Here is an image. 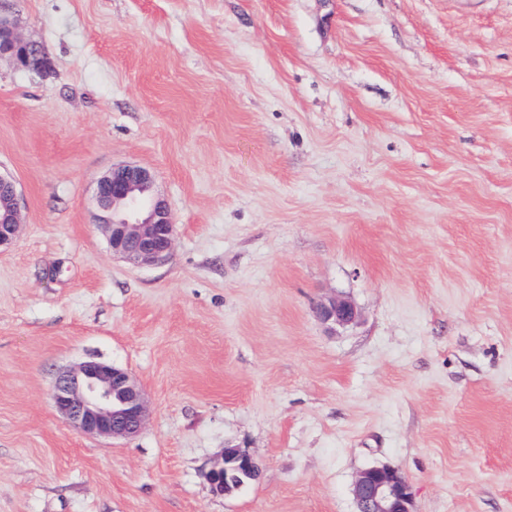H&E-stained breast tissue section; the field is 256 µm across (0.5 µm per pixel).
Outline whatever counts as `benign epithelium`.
<instances>
[{"mask_svg": "<svg viewBox=\"0 0 512 512\" xmlns=\"http://www.w3.org/2000/svg\"><path fill=\"white\" fill-rule=\"evenodd\" d=\"M25 69L47 70L44 47L23 39L13 21L0 14V56ZM95 202L100 228L112 255L143 265L171 256L175 222L167 200L157 193L152 172L137 165L112 168L97 181ZM22 224L15 182L0 174V249L10 246ZM317 317L334 327L359 319L357 306L336 295L316 308ZM59 415L87 435L130 438L143 427L148 406L141 385L125 369L97 359L59 373L52 388ZM261 467L251 454L227 448L207 474L213 492L228 494L259 478ZM356 512H415L411 486L401 471L373 466L361 470L353 483Z\"/></svg>", "mask_w": 512, "mask_h": 512, "instance_id": "obj_1", "label": "benign epithelium"}]
</instances>
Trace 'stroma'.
Masks as SVG:
<instances>
[{
	"label": "stroma",
	"instance_id": "stroma-1",
	"mask_svg": "<svg viewBox=\"0 0 512 512\" xmlns=\"http://www.w3.org/2000/svg\"><path fill=\"white\" fill-rule=\"evenodd\" d=\"M0 58V512H512V0H10ZM150 169L170 258L113 257L96 181ZM343 295L358 321L315 309ZM128 370L104 439L57 374ZM261 462L224 496V449ZM8 55L25 69L47 70L51 62L44 47L36 42L24 40L16 31L13 21L2 15L0 6V56ZM22 224L20 197L15 182L0 174V250L16 239ZM317 317L334 327H347L359 319V311L353 301L347 297L336 295L323 301L316 308ZM52 400L69 426L92 436L133 437L148 416L138 381L127 370L97 359L60 372ZM356 512H415L411 486L399 469L373 466L353 483Z\"/></svg>",
	"mask_w": 512,
	"mask_h": 512
}]
</instances>
